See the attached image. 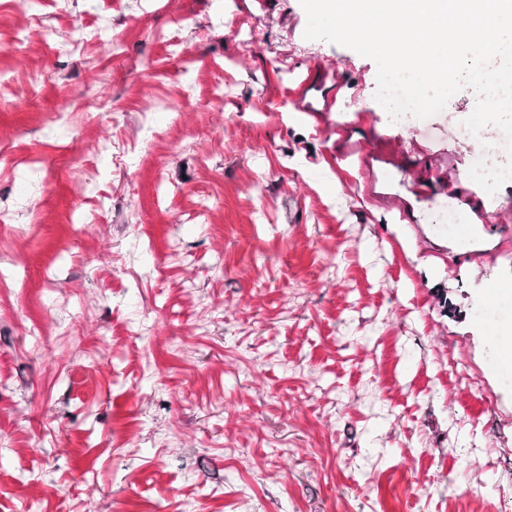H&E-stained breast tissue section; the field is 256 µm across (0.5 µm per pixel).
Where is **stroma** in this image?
<instances>
[{
	"label": "stroma",
	"instance_id": "stroma-1",
	"mask_svg": "<svg viewBox=\"0 0 512 512\" xmlns=\"http://www.w3.org/2000/svg\"><path fill=\"white\" fill-rule=\"evenodd\" d=\"M102 18L112 47L75 43ZM306 23L300 0H0V512H512L486 338L512 302L491 325L479 297L512 268V180L468 179L477 94L398 126L375 62ZM442 199L466 255L426 221Z\"/></svg>",
	"mask_w": 512,
	"mask_h": 512
}]
</instances>
